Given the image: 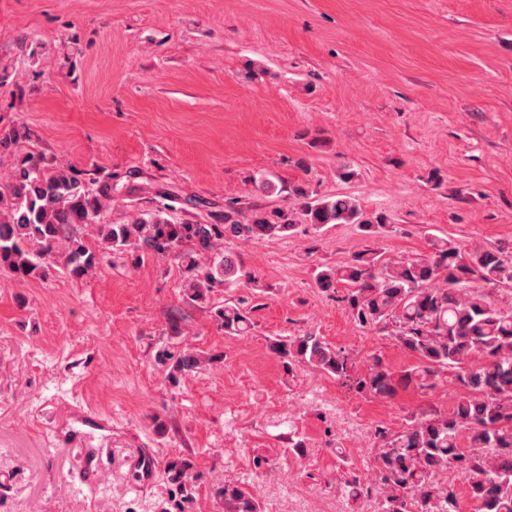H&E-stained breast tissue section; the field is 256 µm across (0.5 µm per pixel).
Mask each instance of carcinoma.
<instances>
[{"instance_id":"obj_1","label":"carcinoma","mask_w":512,"mask_h":512,"mask_svg":"<svg viewBox=\"0 0 512 512\" xmlns=\"http://www.w3.org/2000/svg\"><path fill=\"white\" fill-rule=\"evenodd\" d=\"M112 192L110 184L93 192L69 169H48L40 156H29L0 184V264L18 276L48 275L49 268L39 263L44 253L71 225L97 223ZM289 192L295 204L288 208L246 216L225 207L222 230L215 224H174L155 213L102 227L100 233L121 252L146 247L163 253L193 239L199 248L189 264L212 254L205 281L233 288L250 275L231 253H214L216 238L283 236L298 224L317 230L356 224L370 236L387 227L382 216L365 218L353 196L312 199L300 185ZM431 247L426 258L391 259L369 246L316 274L323 291L344 285L341 301L357 325L394 337L415 358L411 368L397 372L374 357L364 372L354 373L348 355L310 333L277 340L272 349L290 373L312 367L374 398H393L411 386L431 391L451 375L460 392L449 412L423 414L397 432L376 428L379 512H458L454 486L437 479L448 468L468 479L475 512H512V303L493 298L495 287L512 286V251L495 245L470 249L442 237L431 240ZM96 260L78 243L66 263L83 274ZM215 317L226 334L250 328L248 310L239 302L224 303ZM341 488L357 498L364 484L349 472ZM219 497L224 512H260L255 497L238 484L224 483Z\"/></svg>"}]
</instances>
